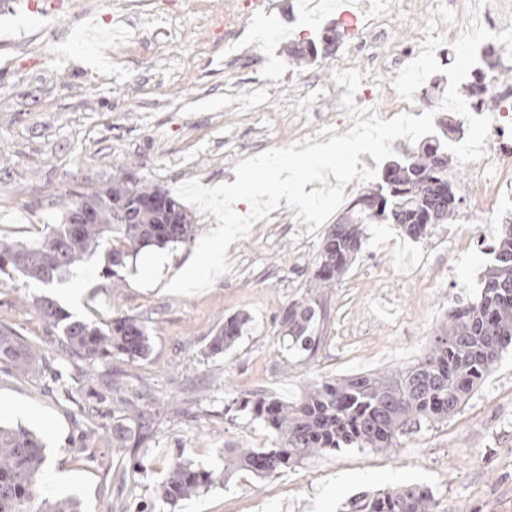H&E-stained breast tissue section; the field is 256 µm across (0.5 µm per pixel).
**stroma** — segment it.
I'll return each mask as SVG.
<instances>
[{"instance_id": "1", "label": "stroma", "mask_w": 512, "mask_h": 512, "mask_svg": "<svg viewBox=\"0 0 512 512\" xmlns=\"http://www.w3.org/2000/svg\"><path fill=\"white\" fill-rule=\"evenodd\" d=\"M28 2L0 0V237L38 236L79 187L123 166L172 191L192 179L211 187L235 181V164L263 150L346 132L324 123L346 92L332 79L336 56L296 63L286 52L336 11L306 23L286 0L254 15L245 0H196L192 11L185 0H38L37 14ZM421 2L391 0L396 50L420 53L404 15ZM448 173L459 200L452 224L478 236L474 206L490 185L454 159ZM299 227L280 205L228 248L232 272L188 295L165 287L190 262L192 243L143 249L118 288L97 258L47 284L0 274V331L46 362L28 376L0 368V403L27 407L0 410V422L43 437L46 498L76 497L82 512H132L140 502L154 512H341L361 494L420 485L436 512H512V347L457 413L412 428L395 450L325 451L270 477L239 470L192 499L159 503L155 489L176 456L214 468L222 449L267 443L269 430L239 400L292 402L324 378L417 362L458 302L478 298L494 261L478 253L449 262L444 224L418 239L365 225L357 261L327 290L325 341L310 357L289 349L277 319L304 295L320 250L317 238L293 248ZM41 295L79 321L138 318L149 355L69 357L31 305ZM242 312L251 320L233 350L210 354L211 337ZM124 400L151 416L145 439L120 412Z\"/></svg>"}]
</instances>
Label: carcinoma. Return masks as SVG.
<instances>
[{
  "label": "carcinoma",
  "instance_id": "obj_1",
  "mask_svg": "<svg viewBox=\"0 0 512 512\" xmlns=\"http://www.w3.org/2000/svg\"><path fill=\"white\" fill-rule=\"evenodd\" d=\"M341 32L325 30L319 42L293 44L294 60L324 58L333 53ZM160 187L145 184L125 168L109 182L78 194L58 224H46L42 233L25 243L0 238V273L12 271L26 279L49 283L82 262L99 255L112 269L113 286L120 287V270L146 247H176L193 240L195 219L167 193L174 224L161 223L159 210L142 206ZM91 202L98 217L74 226L75 210ZM457 198L448 181V152L429 144L421 151L393 161L382 179L360 195L332 225L320 247L316 269L303 297L288 303L281 316L284 336L292 346L315 355L322 343L319 322L327 317L324 289L341 281L361 251L363 225L374 221L394 224L412 238L428 234L424 223L436 213L442 224L455 215ZM495 264L484 272L480 296L462 301L448 322L432 337L429 353L417 363L380 373L316 381L295 402L257 394L241 408L270 430L262 448H233L224 452V466L202 469L174 460L157 487V498L175 505L235 471L270 476L299 461L337 448L388 451L413 426L439 423L455 414L495 368L500 353L512 345V224L498 229ZM44 322L60 329L65 350L94 362L124 355L145 357L149 338L132 316H116L104 325L69 322L47 296L33 299ZM249 322L236 314L216 331L209 343L213 354L230 351ZM0 365L21 374L38 373L42 357L15 334L0 333ZM48 463L43 439L21 427L0 425V512H81L74 497L53 501L43 495L41 476ZM346 512H435L430 490L397 486L348 501Z\"/></svg>",
  "mask_w": 512,
  "mask_h": 512
}]
</instances>
